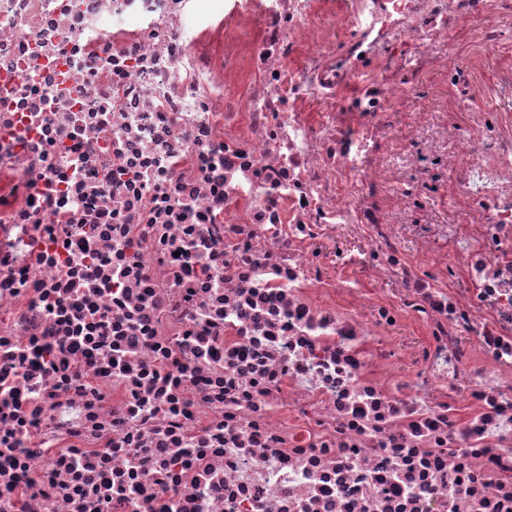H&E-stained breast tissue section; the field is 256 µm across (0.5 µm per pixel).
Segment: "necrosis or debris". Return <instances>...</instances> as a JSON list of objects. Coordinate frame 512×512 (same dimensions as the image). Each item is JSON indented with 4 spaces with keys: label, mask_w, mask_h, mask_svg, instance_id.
Wrapping results in <instances>:
<instances>
[{
    "label": "necrosis or debris",
    "mask_w": 512,
    "mask_h": 512,
    "mask_svg": "<svg viewBox=\"0 0 512 512\" xmlns=\"http://www.w3.org/2000/svg\"><path fill=\"white\" fill-rule=\"evenodd\" d=\"M510 10L0 0V512H512V59L448 66ZM482 27V18L475 16L466 17L457 24L454 46L448 49V66L463 63L475 68L485 87L490 91L494 85L495 61L491 57L473 53V47L479 41ZM425 90L417 98L404 99L398 102L393 112L398 119L390 127L383 129L378 135L388 145L389 150L402 142L409 134L408 124L415 112H442L448 106V112L455 111L454 101L448 88L438 89L436 77L432 74L423 76ZM442 91L443 93H439ZM332 240L336 241V247L343 246L350 249L357 256L362 257L360 254L365 249L364 243L354 239L344 226H336L335 229L329 232L327 238L323 241V245L329 246L332 243ZM423 338V333L417 328L401 324L389 336H380L379 347L384 348L390 344L415 347L423 341Z\"/></svg>",
    "instance_id": "obj_1"
}]
</instances>
